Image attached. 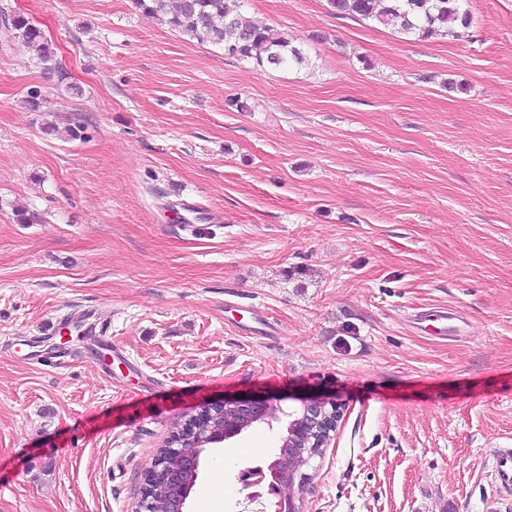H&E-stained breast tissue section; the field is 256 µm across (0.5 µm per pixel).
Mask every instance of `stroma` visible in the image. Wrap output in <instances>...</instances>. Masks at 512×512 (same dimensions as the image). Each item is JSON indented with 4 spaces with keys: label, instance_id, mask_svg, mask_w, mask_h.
Listing matches in <instances>:
<instances>
[{
    "label": "stroma",
    "instance_id": "stroma-1",
    "mask_svg": "<svg viewBox=\"0 0 512 512\" xmlns=\"http://www.w3.org/2000/svg\"><path fill=\"white\" fill-rule=\"evenodd\" d=\"M2 7L57 66L0 36V512H134L174 427L251 395L343 409L304 512H512V0L458 40L245 0L309 59L264 72L136 0ZM177 195L223 223L169 224ZM84 305L107 339L46 335ZM444 306L459 335L418 329ZM282 433L212 448L188 512L217 471L243 512ZM5 25V29L13 38H19L26 43L36 47L39 51V60L43 64H47L54 60L55 52L52 44L49 43L44 33L32 25L31 22L20 14L6 16L5 12L0 9V16ZM492 475L493 479L500 484L512 483V448L498 450Z\"/></svg>",
    "mask_w": 512,
    "mask_h": 512
}]
</instances>
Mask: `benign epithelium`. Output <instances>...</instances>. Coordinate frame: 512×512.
<instances>
[{
	"mask_svg": "<svg viewBox=\"0 0 512 512\" xmlns=\"http://www.w3.org/2000/svg\"><path fill=\"white\" fill-rule=\"evenodd\" d=\"M272 409L271 399L251 396L208 403L190 415L189 423L200 428L189 438H177L150 469L151 482L163 484L170 494V512H187V500L199 478L202 448L222 444L258 423L273 425L279 417L271 414ZM220 414L225 415L223 428L206 426L209 419ZM287 417L279 452L263 464L239 472L238 482L248 502L261 504V512H303L305 477L297 466V457L305 452L310 457L322 453L336 432L342 408L334 401L313 397L288 412ZM285 486L292 488L286 496L280 494Z\"/></svg>",
	"mask_w": 512,
	"mask_h": 512,
	"instance_id": "1",
	"label": "benign epithelium"
}]
</instances>
